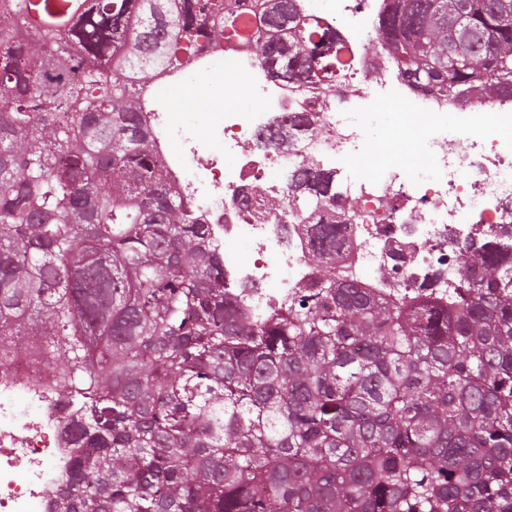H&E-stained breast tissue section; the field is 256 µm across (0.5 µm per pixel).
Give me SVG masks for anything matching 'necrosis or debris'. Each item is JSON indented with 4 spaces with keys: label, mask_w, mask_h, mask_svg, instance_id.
I'll list each match as a JSON object with an SVG mask.
<instances>
[{
    "label": "necrosis or debris",
    "mask_w": 512,
    "mask_h": 512,
    "mask_svg": "<svg viewBox=\"0 0 512 512\" xmlns=\"http://www.w3.org/2000/svg\"><path fill=\"white\" fill-rule=\"evenodd\" d=\"M387 0H296L304 20L334 30L349 61L332 93L320 84L275 77L246 43L222 46L187 72L164 74L145 91L153 152L174 190L190 200L224 263V284L251 316L291 305L316 272L309 261L304 216L294 205L289 173L333 166L339 190L356 201L346 213L338 279L397 305L447 299L457 284L468 242L512 232V98L491 112L449 105L413 88L386 56L370 52ZM184 82L198 90L204 111H174L160 88ZM404 104L422 135L413 147L424 167L400 154L371 155L377 141L399 142L406 131L384 120L382 105ZM312 109V124L295 127ZM293 135L290 148L267 134ZM259 182V201L243 191ZM80 418L67 392L36 364L0 369V512H55L70 480Z\"/></svg>",
    "instance_id": "4bbe7bcc"
}]
</instances>
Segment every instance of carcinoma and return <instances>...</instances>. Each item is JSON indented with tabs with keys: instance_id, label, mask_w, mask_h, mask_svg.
I'll use <instances>...</instances> for the list:
<instances>
[{
	"instance_id": "obj_1",
	"label": "carcinoma",
	"mask_w": 512,
	"mask_h": 512,
	"mask_svg": "<svg viewBox=\"0 0 512 512\" xmlns=\"http://www.w3.org/2000/svg\"><path fill=\"white\" fill-rule=\"evenodd\" d=\"M0 0V367L80 404L55 512H512V255L470 242L448 305L336 281L342 225L308 226L320 289L255 320L172 191L147 80L240 39L333 90L339 38L295 0ZM373 51L450 101L512 98V0H392ZM295 192L336 205V172Z\"/></svg>"
}]
</instances>
